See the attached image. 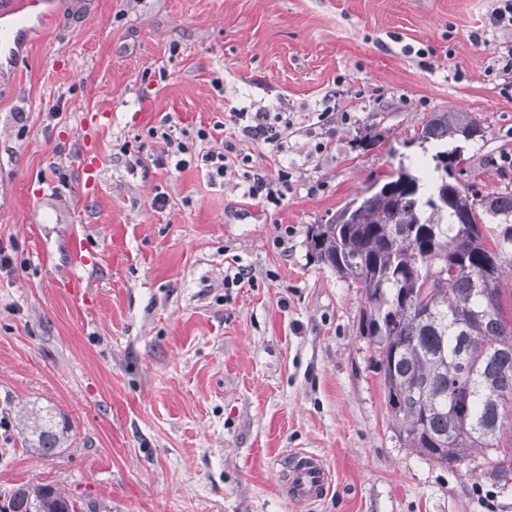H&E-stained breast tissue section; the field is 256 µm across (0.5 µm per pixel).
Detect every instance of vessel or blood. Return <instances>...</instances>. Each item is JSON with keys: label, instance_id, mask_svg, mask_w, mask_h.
Segmentation results:
<instances>
[{"label": "vessel or blood", "instance_id": "vessel-or-blood-1", "mask_svg": "<svg viewBox=\"0 0 512 512\" xmlns=\"http://www.w3.org/2000/svg\"><path fill=\"white\" fill-rule=\"evenodd\" d=\"M81 138L85 148V166L81 183L85 189H96L99 183V165L96 149L98 124L96 119L81 122ZM331 485L330 471L323 457L313 451H298L290 455L282 470L281 491L292 502L313 504L321 500Z\"/></svg>", "mask_w": 512, "mask_h": 512}]
</instances>
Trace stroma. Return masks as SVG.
Here are the masks:
<instances>
[{"label":"stroma","instance_id":"stroma-1","mask_svg":"<svg viewBox=\"0 0 512 512\" xmlns=\"http://www.w3.org/2000/svg\"><path fill=\"white\" fill-rule=\"evenodd\" d=\"M489 0H55L0 72V491L65 489L96 512H512L485 459L450 470L390 427L362 288L307 243L431 113L482 117L466 155L512 181V88ZM335 95L348 122L319 120ZM242 107L292 122L278 207L244 180L160 167L167 123L211 128ZM99 113V188L80 180V120ZM385 142L360 148L366 129ZM164 197V206L154 203ZM95 262L65 289L71 239ZM245 270L241 285L225 275ZM51 407L74 444L22 448L12 411ZM333 485L287 500L288 456ZM331 482L330 471L320 454L297 451L290 455L282 470L281 491L289 501L313 504L327 494Z\"/></svg>","mask_w":512,"mask_h":512}]
</instances>
